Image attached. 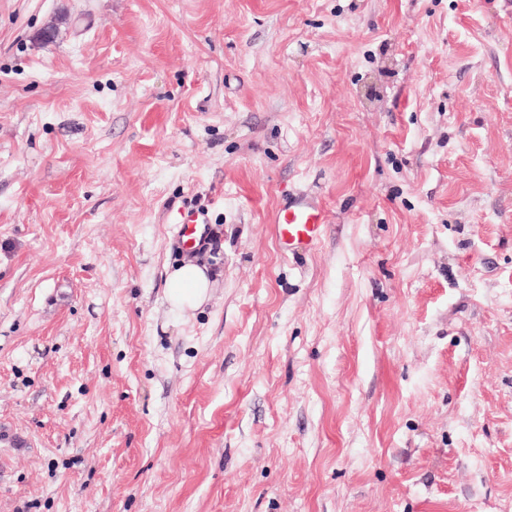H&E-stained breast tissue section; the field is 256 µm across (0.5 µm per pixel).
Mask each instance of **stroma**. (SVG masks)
Listing matches in <instances>:
<instances>
[{
	"label": "stroma",
	"mask_w": 512,
	"mask_h": 512,
	"mask_svg": "<svg viewBox=\"0 0 512 512\" xmlns=\"http://www.w3.org/2000/svg\"><path fill=\"white\" fill-rule=\"evenodd\" d=\"M0 512H512V0H0ZM273 231L288 253H305L324 238L329 224L322 203L303 193L292 194L275 213ZM210 286L208 269L188 261L169 274L166 295L174 307L195 310L207 300Z\"/></svg>",
	"instance_id": "35a3bbf8"
}]
</instances>
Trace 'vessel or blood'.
I'll return each mask as SVG.
<instances>
[{
    "label": "vessel or blood",
    "instance_id": "1",
    "mask_svg": "<svg viewBox=\"0 0 512 512\" xmlns=\"http://www.w3.org/2000/svg\"><path fill=\"white\" fill-rule=\"evenodd\" d=\"M272 224L279 244L296 254L314 249L323 240L329 220L322 203L297 193L276 211Z\"/></svg>",
    "mask_w": 512,
    "mask_h": 512
}]
</instances>
